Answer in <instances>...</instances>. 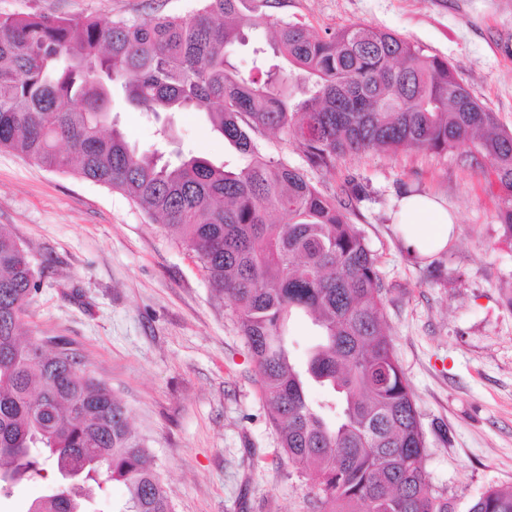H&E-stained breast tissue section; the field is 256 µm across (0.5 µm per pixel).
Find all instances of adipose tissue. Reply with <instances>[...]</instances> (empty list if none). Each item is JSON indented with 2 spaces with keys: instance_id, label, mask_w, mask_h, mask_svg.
<instances>
[{
  "instance_id": "adipose-tissue-1",
  "label": "adipose tissue",
  "mask_w": 512,
  "mask_h": 512,
  "mask_svg": "<svg viewBox=\"0 0 512 512\" xmlns=\"http://www.w3.org/2000/svg\"><path fill=\"white\" fill-rule=\"evenodd\" d=\"M404 249L423 257L444 249L452 237L454 218L443 203L426 194L403 196L395 214Z\"/></svg>"
}]
</instances>
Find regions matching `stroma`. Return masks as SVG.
Returning <instances> with one entry per match:
<instances>
[{
    "label": "stroma",
    "mask_w": 512,
    "mask_h": 512,
    "mask_svg": "<svg viewBox=\"0 0 512 512\" xmlns=\"http://www.w3.org/2000/svg\"><path fill=\"white\" fill-rule=\"evenodd\" d=\"M197 0H0V16L48 14L141 21L186 15ZM274 19L322 34L356 23L398 33L448 59L473 96L512 130V0H280ZM112 115L139 152L192 153L230 168L241 158L198 112L159 121L114 88ZM266 154L305 171L327 194L361 191L350 221L377 260L385 323L409 380L434 492L468 512L512 487V237L492 163L457 152L374 151L326 173L285 133ZM427 193L456 217L442 251L404 249L392 220L400 196ZM0 224L43 272L23 337L58 336L129 409L173 512H325L306 469L278 443L260 379L227 300L194 259L133 202L107 187L0 151Z\"/></svg>",
    "instance_id": "stroma-1"
}]
</instances>
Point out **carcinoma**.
<instances>
[{
	"mask_svg": "<svg viewBox=\"0 0 512 512\" xmlns=\"http://www.w3.org/2000/svg\"><path fill=\"white\" fill-rule=\"evenodd\" d=\"M190 15L148 20L0 16V150L117 191L200 264L225 297L258 369L288 461L311 471L330 512H454L433 493L414 395L385 330L376 258L349 214L356 187L329 196L263 153L282 129L312 168L352 155L448 152L493 162L499 218L512 236V130L476 99L448 60L367 24L313 33L277 24L279 64L239 71L224 49L269 21L279 0H199ZM148 112H202L243 163L138 152L112 120V83ZM279 212L284 221L273 224ZM41 271L0 225V495L51 467L39 512H85L83 499L121 482L124 512H172L166 485L126 406L56 338L26 342L22 318ZM317 341L303 356L288 323ZM468 512H512L487 489Z\"/></svg>",
	"mask_w": 512,
	"mask_h": 512,
	"instance_id": "obj_1",
	"label": "carcinoma"
}]
</instances>
